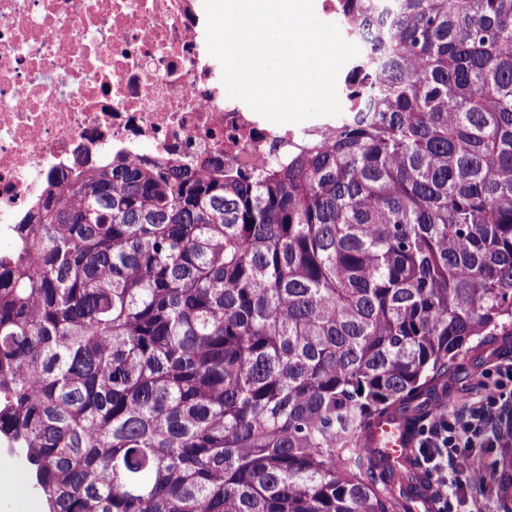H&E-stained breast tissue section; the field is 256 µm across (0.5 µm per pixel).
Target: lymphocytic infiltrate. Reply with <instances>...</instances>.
<instances>
[{
	"mask_svg": "<svg viewBox=\"0 0 512 512\" xmlns=\"http://www.w3.org/2000/svg\"><path fill=\"white\" fill-rule=\"evenodd\" d=\"M416 437V451L428 466L438 497L455 499L468 512H483L470 492L484 466L477 460L461 466L457 458L461 449L498 448L512 438V358L486 370L469 398L428 412Z\"/></svg>",
	"mask_w": 512,
	"mask_h": 512,
	"instance_id": "lymphocytic-infiltrate-1",
	"label": "lymphocytic infiltrate"
}]
</instances>
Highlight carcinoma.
<instances>
[{
    "mask_svg": "<svg viewBox=\"0 0 512 512\" xmlns=\"http://www.w3.org/2000/svg\"><path fill=\"white\" fill-rule=\"evenodd\" d=\"M343 12L366 118L253 179L115 154L15 225L0 438L48 512H405L371 425L512 343V0Z\"/></svg>",
    "mask_w": 512,
    "mask_h": 512,
    "instance_id": "1",
    "label": "carcinoma"
}]
</instances>
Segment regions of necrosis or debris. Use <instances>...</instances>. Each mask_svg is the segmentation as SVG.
<instances>
[{
    "label": "necrosis or debris",
    "mask_w": 512,
    "mask_h": 512,
    "mask_svg": "<svg viewBox=\"0 0 512 512\" xmlns=\"http://www.w3.org/2000/svg\"><path fill=\"white\" fill-rule=\"evenodd\" d=\"M204 0H0V234L58 171L154 155L259 174L337 117L288 126L229 97Z\"/></svg>",
    "instance_id": "1"
}]
</instances>
